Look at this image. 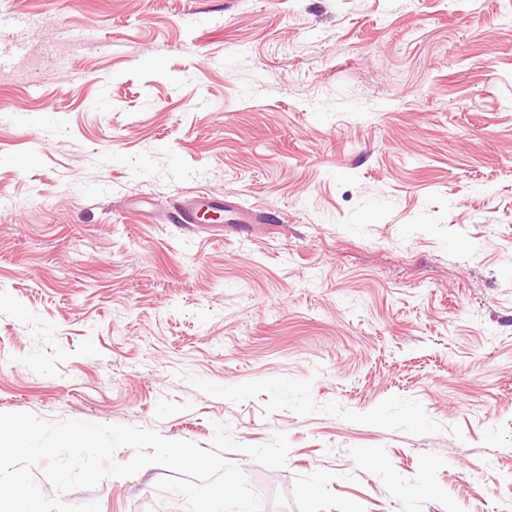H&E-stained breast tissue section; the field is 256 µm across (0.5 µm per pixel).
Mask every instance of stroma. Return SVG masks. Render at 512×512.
Masks as SVG:
<instances>
[{"instance_id":"obj_1","label":"stroma","mask_w":512,"mask_h":512,"mask_svg":"<svg viewBox=\"0 0 512 512\" xmlns=\"http://www.w3.org/2000/svg\"><path fill=\"white\" fill-rule=\"evenodd\" d=\"M1 12L0 412L227 423L263 512H512V0ZM167 474L65 500L183 512ZM224 204L220 200L208 193H199L187 198L182 202L179 208V222L182 224H197L196 219L203 210L220 211ZM226 210L224 206V223L226 224H275L274 215L271 211L260 210L254 208H229ZM225 212L231 215L225 220ZM220 223V224H224Z\"/></svg>"}]
</instances>
